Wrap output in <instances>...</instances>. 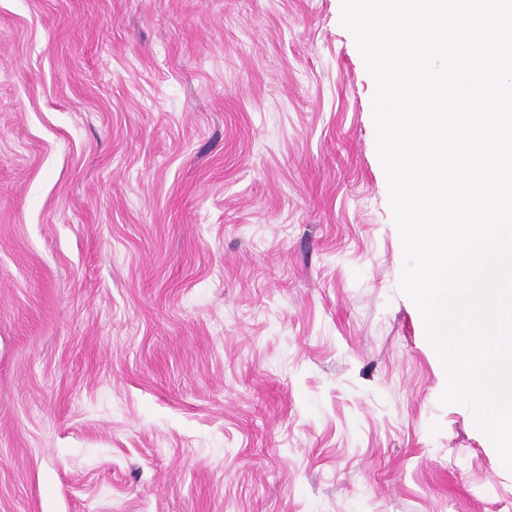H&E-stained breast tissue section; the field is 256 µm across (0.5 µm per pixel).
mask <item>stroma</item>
I'll return each mask as SVG.
<instances>
[{
	"mask_svg": "<svg viewBox=\"0 0 512 512\" xmlns=\"http://www.w3.org/2000/svg\"><path fill=\"white\" fill-rule=\"evenodd\" d=\"M373 92L340 0H0V512H512Z\"/></svg>",
	"mask_w": 512,
	"mask_h": 512,
	"instance_id": "obj_1",
	"label": "stroma"
}]
</instances>
